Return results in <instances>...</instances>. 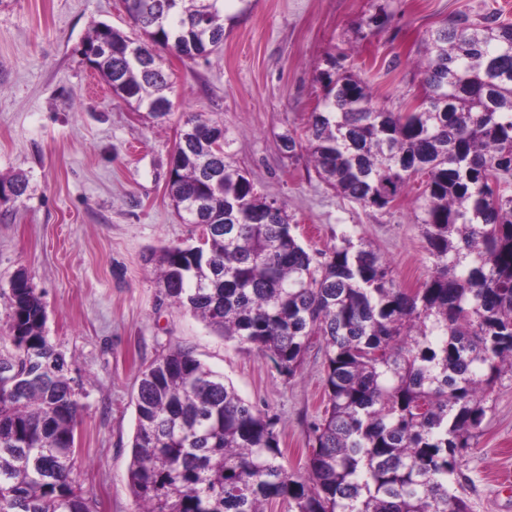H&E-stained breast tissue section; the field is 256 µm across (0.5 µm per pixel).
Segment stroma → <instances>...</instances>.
<instances>
[{
    "instance_id": "35a3bbf8",
    "label": "stroma",
    "mask_w": 512,
    "mask_h": 512,
    "mask_svg": "<svg viewBox=\"0 0 512 512\" xmlns=\"http://www.w3.org/2000/svg\"><path fill=\"white\" fill-rule=\"evenodd\" d=\"M382 11L388 24L370 31ZM495 12L512 22V0H231L220 50L205 61L164 56L173 108L158 123L114 97L79 52L99 23L140 39L121 0H0V177L29 181L25 196L0 202V349L9 345V282L22 269L81 390L71 477L97 493L100 512L137 510L134 396L141 371L169 347L191 350L279 416L283 463L296 475L324 410L322 349L285 379L257 351L171 306L154 279L152 251L200 236L166 192L183 114L223 122L233 160L258 192L285 203L304 247L325 251L344 234L369 240L415 289L431 262L410 198L386 210L350 203L308 174L305 151L284 157L278 137L304 129L328 57L359 74L378 107L403 112L420 91L428 31ZM476 443L462 468L472 512H512V379L493 393Z\"/></svg>"
}]
</instances>
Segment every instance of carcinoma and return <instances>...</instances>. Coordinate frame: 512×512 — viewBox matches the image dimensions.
<instances>
[{"label":"carcinoma","mask_w":512,"mask_h":512,"mask_svg":"<svg viewBox=\"0 0 512 512\" xmlns=\"http://www.w3.org/2000/svg\"><path fill=\"white\" fill-rule=\"evenodd\" d=\"M142 34L144 68L130 39L95 25L79 49L120 100L156 121L171 114L161 52L194 61L224 45L230 0H124ZM423 94L406 112L373 103L367 83L336 59L319 73L324 94L302 133L317 178L363 208L414 199L432 258L416 290L363 239L311 254L285 205L268 202L208 133L216 121L188 113L169 164L172 205L196 221L197 245L152 257L165 298L292 378L324 346L321 419L306 476L282 463L278 419L232 382L173 346L140 375L128 476L139 512H471L461 463L474 450L487 403L512 377V24L456 19L429 34ZM21 198L22 176L0 178ZM0 354V512H99L74 485L79 392L45 333L46 305L27 274L10 281Z\"/></svg>","instance_id":"obj_1"}]
</instances>
